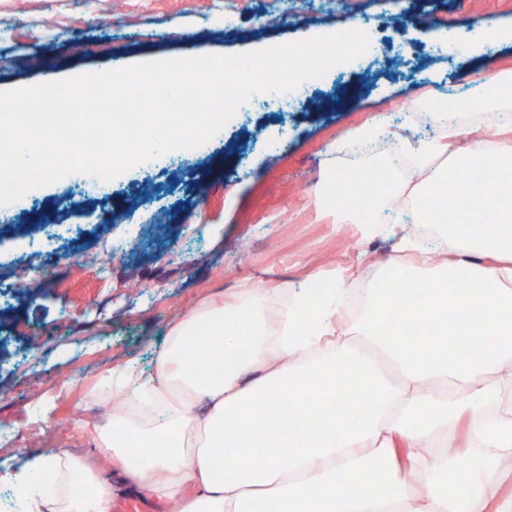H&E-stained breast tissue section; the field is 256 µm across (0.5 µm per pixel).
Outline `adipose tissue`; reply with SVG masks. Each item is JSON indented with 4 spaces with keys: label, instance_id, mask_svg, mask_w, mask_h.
Wrapping results in <instances>:
<instances>
[{
    "label": "adipose tissue",
    "instance_id": "adipose-tissue-1",
    "mask_svg": "<svg viewBox=\"0 0 512 512\" xmlns=\"http://www.w3.org/2000/svg\"><path fill=\"white\" fill-rule=\"evenodd\" d=\"M472 133L453 116L439 141L395 137L378 121L357 130L360 138H395L421 164L452 151L449 165L423 186L430 205L414 221L435 224L461 208L476 220L467 233L447 227L456 260L424 272L392 262L368 288L357 330L337 320L346 279L318 304L303 282L279 323L284 367H267L257 312L247 313L245 333L230 325L234 309L209 308L211 326L193 370L182 367L195 336L190 320L176 326L157 374L113 369L134 400L162 396L173 384L187 394L152 430L133 436L113 423L105 445L129 484L181 503L180 512H418L421 499L425 512H486L502 472L490 458L457 472L446 450L464 419L481 447L512 455V416L488 414L505 393L498 373L512 366V198L499 191L512 184V145ZM472 167L487 171L483 183L467 181ZM406 323L419 329L415 343L404 339ZM272 399L289 403L288 423L266 410ZM259 426L267 452L257 459L251 439ZM397 435L408 445L411 470L395 460ZM64 468L85 477L84 500L66 504L36 493L43 471ZM0 484L11 487L23 512H110L112 503L111 480L63 451L5 466Z\"/></svg>",
    "mask_w": 512,
    "mask_h": 512
}]
</instances>
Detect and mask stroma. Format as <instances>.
<instances>
[{"instance_id":"obj_1","label":"stroma","mask_w":512,"mask_h":512,"mask_svg":"<svg viewBox=\"0 0 512 512\" xmlns=\"http://www.w3.org/2000/svg\"><path fill=\"white\" fill-rule=\"evenodd\" d=\"M0 0V88L119 69L143 59L205 51L233 55L293 42L309 27L334 34L361 18L373 54L331 68L301 106L248 107L224 135L169 163L144 160L101 200L71 180L31 192L19 216L0 222V425L16 438L0 456L65 450L119 475L99 449L102 427L84 411L114 368L154 373L173 328L202 305L243 303L266 291L264 316L283 313L301 281L346 277L367 288L399 253L393 227L359 208L365 177L389 166L392 140L352 139L380 117L417 140L442 135L420 100L484 102L471 78L512 68V41H472L478 18L512 28V0ZM287 9L291 23L275 22ZM468 51L449 53L446 33ZM330 180L352 189L342 220L324 206ZM110 263H102L103 250ZM76 375L74 390L53 380ZM52 421L57 435L29 426Z\"/></svg>"}]
</instances>
